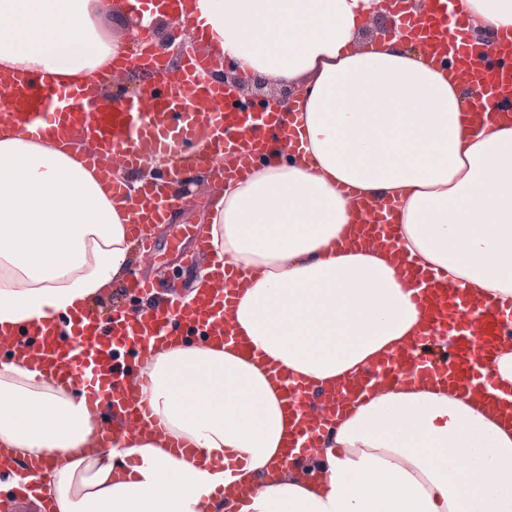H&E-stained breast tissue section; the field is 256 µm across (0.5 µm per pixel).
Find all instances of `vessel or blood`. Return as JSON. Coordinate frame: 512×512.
<instances>
[{
    "instance_id": "obj_1",
    "label": "vessel or blood",
    "mask_w": 512,
    "mask_h": 512,
    "mask_svg": "<svg viewBox=\"0 0 512 512\" xmlns=\"http://www.w3.org/2000/svg\"><path fill=\"white\" fill-rule=\"evenodd\" d=\"M452 3L431 0L426 32L416 48L431 57L448 55L456 65L455 77L486 98L500 101V109L493 113L472 108L468 113L472 127H482L491 119L510 123L512 34L500 36L491 50H484L472 37L470 23L454 18ZM211 66L210 57L195 56L181 61L175 71L158 69L150 76L151 87L112 104L94 93L47 82L40 75L0 77V123L18 124L35 140L53 133L93 143L85 160L107 177L112 174V161L137 168L157 155L178 157L186 144L200 141L207 149L197 156V164L219 177L249 174L255 157L272 147L276 132L289 150L302 152L303 141L295 128L286 125L283 113L242 108L238 96L223 83L205 80ZM393 208L390 202L359 205L357 222L372 245L393 247L389 221ZM136 211L129 235L140 243L147 259L153 246L143 227L166 223L168 205L147 186ZM400 266L409 277L413 302L426 315L422 333L406 351L390 355L340 387L316 389L289 380L288 407L296 419V430L288 440L290 456L316 458L322 437L345 407L372 399L392 384L413 379L462 384L479 403L494 405L490 371L499 339L512 326L507 322L512 298L478 302L439 273L413 272L407 259ZM215 274L226 284V292L201 297L188 311L173 302L158 303L138 317L117 303L106 311L92 305L81 314L84 327L72 335H57L47 325L34 330V342L25 350L23 362L38 368L54 386L82 388L95 426L92 448L135 440L147 430L163 433L142 389L149 381L154 347L174 340L177 327L221 344L237 343L227 314L245 281L220 261ZM440 336L449 337L450 346L438 354L432 347Z\"/></svg>"
}]
</instances>
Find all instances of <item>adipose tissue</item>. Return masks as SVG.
I'll list each match as a JSON object with an SVG mask.
<instances>
[{"mask_svg": "<svg viewBox=\"0 0 512 512\" xmlns=\"http://www.w3.org/2000/svg\"><path fill=\"white\" fill-rule=\"evenodd\" d=\"M483 42L512 29V0H454ZM179 14L194 42L232 72L300 88L281 104L304 152L258 155L251 177L218 185L204 232L252 278L233 329L255 361L203 336L156 350L145 395L170 434L224 470L147 437L87 452L83 400L13 355L0 362V447L47 457L37 482L55 512H201L218 490L281 469L293 420L270 368L314 385L358 377L410 347L423 323L386 253L355 249L352 187L394 198L399 245L422 268L482 298L512 297V127L473 129L475 93L399 35L358 43L382 0H0V69L48 73L111 99L110 62L138 24ZM89 144L28 139L0 127V333L78 315L130 272L126 226L142 181L115 203L82 161ZM206 396L190 401L196 386ZM320 479L282 469L240 512H512V427L457 387L396 385L326 435ZM470 476L458 477L459 465Z\"/></svg>", "mask_w": 512, "mask_h": 512, "instance_id": "obj_1", "label": "adipose tissue"}]
</instances>
